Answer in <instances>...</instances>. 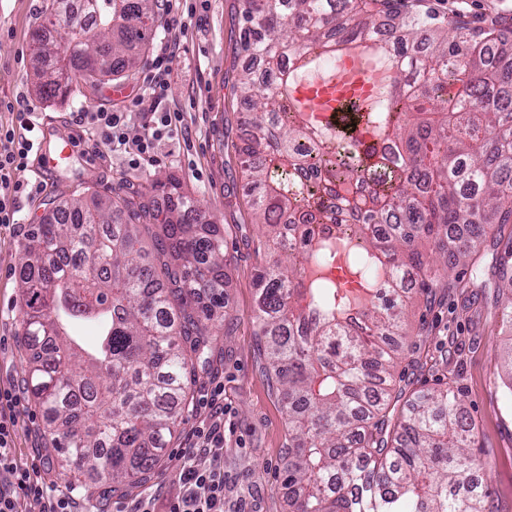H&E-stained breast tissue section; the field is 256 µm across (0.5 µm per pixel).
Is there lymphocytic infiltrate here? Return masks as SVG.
<instances>
[{
  "label": "lymphocytic infiltrate",
  "mask_w": 512,
  "mask_h": 512,
  "mask_svg": "<svg viewBox=\"0 0 512 512\" xmlns=\"http://www.w3.org/2000/svg\"><path fill=\"white\" fill-rule=\"evenodd\" d=\"M177 45L156 56L149 69L150 104L135 100V107H148L154 114L151 132L135 141H128L125 127L127 113L96 110L74 115L77 125L94 130L104 146H128L137 163L151 161L155 141L161 137L175 138L182 134V115L163 110L167 97L168 78L176 57ZM35 125L29 110L15 115L14 127H0V224H15L17 198L28 194L23 183L13 181L15 171L27 169L30 157L41 139L34 133ZM19 385H0V471L8 472L11 480L0 485V512H25L27 502L39 504L40 512H81L73 495L53 493L38 472L36 465L22 462L13 448L14 427L22 405ZM198 404L207 408L190 434L186 448L180 449L183 465L174 478L175 493L166 498L165 512H224V387L216 385L200 394Z\"/></svg>",
  "instance_id": "f902f5d3"
}]
</instances>
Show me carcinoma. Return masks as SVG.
<instances>
[{
	"instance_id": "1",
	"label": "carcinoma",
	"mask_w": 512,
	"mask_h": 512,
	"mask_svg": "<svg viewBox=\"0 0 512 512\" xmlns=\"http://www.w3.org/2000/svg\"><path fill=\"white\" fill-rule=\"evenodd\" d=\"M66 42L36 32L34 75L46 100L117 77L148 42L157 0H76ZM407 0H244L239 77L248 133L236 148L259 247L279 258L255 273L256 336L283 394L288 448L282 484L290 512H486L471 477L476 425L450 386L398 406L393 364L416 295L433 299L449 267L476 261L487 238L504 244L491 275L508 290L512 326V29L457 18L432 24ZM98 30L102 42L86 35ZM359 50L401 61L364 116L389 162L327 136L292 91L324 55ZM104 55L91 68L85 54ZM377 187L352 191L370 172ZM151 189L162 211L132 198L64 202L23 243L19 286L26 384L47 440L73 477L133 484L157 465L189 408V363L210 365L224 318V240L193 223L198 206L173 177ZM126 222L116 221L121 212ZM305 217L300 243L282 219ZM314 224H342L318 236ZM155 226V255L139 226ZM463 228V243L442 248ZM437 246L439 258L415 240ZM91 323L88 343L78 328Z\"/></svg>"
}]
</instances>
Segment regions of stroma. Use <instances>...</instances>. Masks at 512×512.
Returning a JSON list of instances; mask_svg holds the SVG:
<instances>
[{
    "label": "stroma",
    "instance_id": "obj_1",
    "mask_svg": "<svg viewBox=\"0 0 512 512\" xmlns=\"http://www.w3.org/2000/svg\"><path fill=\"white\" fill-rule=\"evenodd\" d=\"M442 14L499 16L512 22V0H424ZM242 0H209L203 23L170 32L169 17L159 21L137 68L97 86H81L63 102L38 94L32 75L33 35L48 25L54 38L65 37L69 17L54 14L52 0H0V125L9 126L10 104L23 102L37 117L49 143L78 138L80 153L60 169L42 172L37 165L17 173L20 181L38 184L32 197L20 199L17 225L0 228V380H22L25 355L21 341L19 288L21 244L33 227L54 218L63 198L79 193L132 197L150 193L154 180L178 179L199 204L196 223L213 225L224 239V257L232 283L226 302L230 316L217 330L213 365L190 376L191 394L223 382L225 421L231 431L224 441L225 512H288V493L281 482L282 451L288 444L283 398L265 377L266 360L255 335L254 275L268 261L256 251L258 228L252 222L247 180L233 146L244 131L240 124L237 72L244 59L238 50ZM180 44L170 76L166 106L180 110L186 138L157 144V162L132 168L123 147L98 153L97 136L73 122L75 113L97 108L127 110L133 97L148 94L145 77L166 37ZM470 266L451 270L454 283L442 302L413 301L404 315L407 350L394 369V385L404 394L451 382L478 428L471 453L482 464L477 475L488 485V512H512V412L504 405L503 381L512 373L506 356L512 327L501 321L493 289L474 288ZM203 410L187 413L179 435L162 449V463L147 484L170 481L182 466L176 455ZM46 425L34 402L18 419L14 446L22 461L38 457L46 482L80 493L98 512H116L139 497L141 488L109 491L91 475L71 478L61 471L44 435Z\"/></svg>",
    "mask_w": 512,
    "mask_h": 512
}]
</instances>
